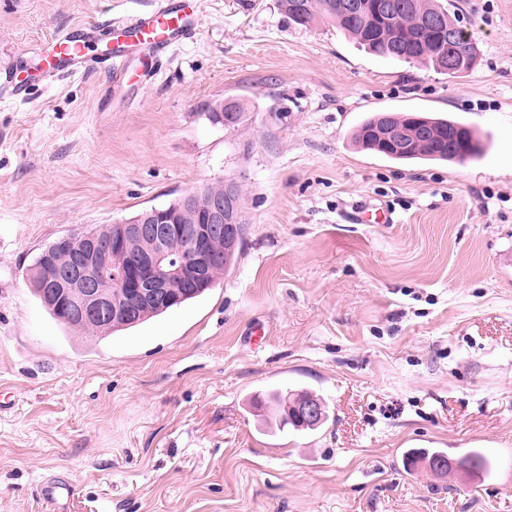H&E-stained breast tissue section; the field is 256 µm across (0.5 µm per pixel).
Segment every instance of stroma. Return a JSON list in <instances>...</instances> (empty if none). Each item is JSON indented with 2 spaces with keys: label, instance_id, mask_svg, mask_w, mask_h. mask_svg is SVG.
<instances>
[{
  "label": "stroma",
  "instance_id": "1",
  "mask_svg": "<svg viewBox=\"0 0 512 512\" xmlns=\"http://www.w3.org/2000/svg\"><path fill=\"white\" fill-rule=\"evenodd\" d=\"M448 2L481 49L463 78L289 25L277 0H202L196 38L128 53L122 80L0 100V512H52L51 472L66 512H512V0ZM151 7L0 0V75L58 29ZM228 97L235 128L208 119ZM383 110L448 114L486 154L385 160L351 139ZM220 179L246 243L195 302L95 337L35 296L57 237ZM362 205L391 223H355ZM280 389L320 395L328 421L280 427ZM411 448L492 468L437 477ZM432 457H445L459 464V469L454 472H463L466 476H478L488 469V459L478 451H469L459 458H449L448 453L444 451H418L412 450L407 454V462L410 465H417L420 461ZM40 493L47 502L61 505L62 502L69 501L72 495V485L64 475H51L42 481Z\"/></svg>",
  "mask_w": 512,
  "mask_h": 512
}]
</instances>
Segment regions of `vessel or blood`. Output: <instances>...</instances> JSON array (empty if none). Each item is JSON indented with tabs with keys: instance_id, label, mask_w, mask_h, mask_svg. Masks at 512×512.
Instances as JSON below:
<instances>
[{
	"instance_id": "obj_1",
	"label": "vessel or blood",
	"mask_w": 512,
	"mask_h": 512,
	"mask_svg": "<svg viewBox=\"0 0 512 512\" xmlns=\"http://www.w3.org/2000/svg\"><path fill=\"white\" fill-rule=\"evenodd\" d=\"M199 3L200 0H158L148 12L88 24L78 32L66 30L41 50L34 72L43 78L90 71L115 73L119 70L118 58L127 50L152 56L164 54L173 45L195 36ZM95 40L109 42V52L92 54L90 44ZM41 495L58 505L70 499L72 485L66 476L51 475L42 481Z\"/></svg>"
}]
</instances>
